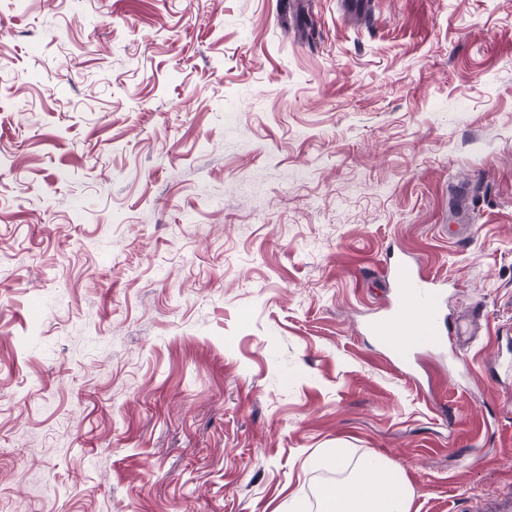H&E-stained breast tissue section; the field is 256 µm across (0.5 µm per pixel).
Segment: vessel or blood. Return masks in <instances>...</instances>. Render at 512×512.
<instances>
[{
    "instance_id": "1",
    "label": "vessel or blood",
    "mask_w": 512,
    "mask_h": 512,
    "mask_svg": "<svg viewBox=\"0 0 512 512\" xmlns=\"http://www.w3.org/2000/svg\"><path fill=\"white\" fill-rule=\"evenodd\" d=\"M389 277L396 287L395 300L387 313L369 321L367 330L380 342L392 343L400 366L411 367L417 355L414 337H427L442 349L463 335L458 321H445L438 291L430 280L416 273L410 261L392 266Z\"/></svg>"
}]
</instances>
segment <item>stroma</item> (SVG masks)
Masks as SVG:
<instances>
[{
	"label": "stroma",
	"mask_w": 512,
	"mask_h": 512,
	"mask_svg": "<svg viewBox=\"0 0 512 512\" xmlns=\"http://www.w3.org/2000/svg\"><path fill=\"white\" fill-rule=\"evenodd\" d=\"M0 0V512L512 489V0ZM409 256L485 320L411 374ZM398 466L368 457L361 469L340 491L326 488L321 494L323 512H410V487L394 479Z\"/></svg>",
	"instance_id": "1"
}]
</instances>
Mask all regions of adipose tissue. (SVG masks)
Masks as SVG:
<instances>
[{
    "label": "adipose tissue",
    "mask_w": 512,
    "mask_h": 512,
    "mask_svg": "<svg viewBox=\"0 0 512 512\" xmlns=\"http://www.w3.org/2000/svg\"><path fill=\"white\" fill-rule=\"evenodd\" d=\"M394 472V465L368 457L342 489L322 492V512H410L411 490Z\"/></svg>",
    "instance_id": "obj_1"
}]
</instances>
